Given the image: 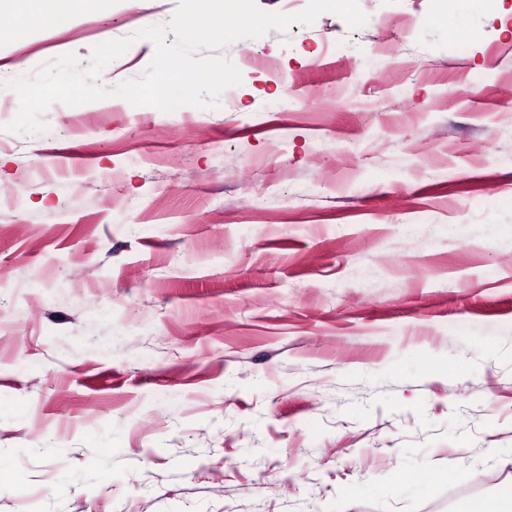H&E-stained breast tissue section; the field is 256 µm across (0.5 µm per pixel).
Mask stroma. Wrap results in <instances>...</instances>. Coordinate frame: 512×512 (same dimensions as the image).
I'll return each instance as SVG.
<instances>
[{
  "instance_id": "35a3bbf8",
  "label": "stroma",
  "mask_w": 512,
  "mask_h": 512,
  "mask_svg": "<svg viewBox=\"0 0 512 512\" xmlns=\"http://www.w3.org/2000/svg\"><path fill=\"white\" fill-rule=\"evenodd\" d=\"M179 2L64 11L0 42V78L126 37L99 82L138 78ZM358 4L221 49L295 74L290 112L259 73L185 123L0 116V512H465L512 486V0H456L464 37L432 0Z\"/></svg>"
}]
</instances>
